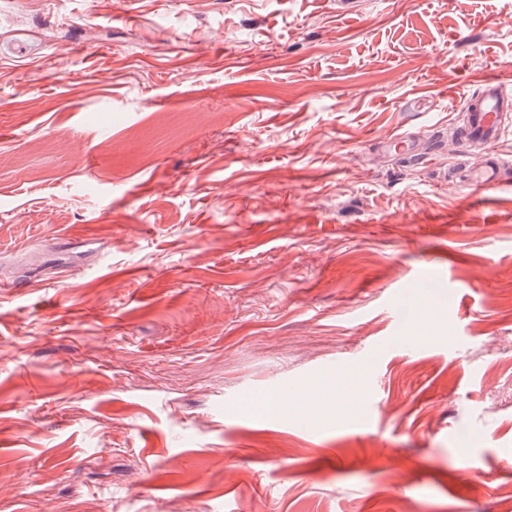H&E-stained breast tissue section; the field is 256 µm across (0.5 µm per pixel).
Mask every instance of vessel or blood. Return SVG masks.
<instances>
[{
	"instance_id": "1",
	"label": "vessel or blood",
	"mask_w": 512,
	"mask_h": 512,
	"mask_svg": "<svg viewBox=\"0 0 512 512\" xmlns=\"http://www.w3.org/2000/svg\"><path fill=\"white\" fill-rule=\"evenodd\" d=\"M510 113L512 88L498 80H486L478 90L464 97L460 117L450 122L449 128L464 145L476 146L485 152L483 165L466 175L468 185L477 189H490L501 184L507 165L494 146L512 134V125L506 121ZM382 149L387 156L395 159L419 154L417 139L406 128L388 136L382 143Z\"/></svg>"
}]
</instances>
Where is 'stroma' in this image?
Returning a JSON list of instances; mask_svg holds the SVG:
<instances>
[{
    "mask_svg": "<svg viewBox=\"0 0 512 512\" xmlns=\"http://www.w3.org/2000/svg\"><path fill=\"white\" fill-rule=\"evenodd\" d=\"M490 77L512 0H0V512H504ZM461 119L448 124L451 132L466 146L480 147L485 161L479 169L470 170L464 182L477 189H490L502 183L511 165L493 150L495 144L512 133L506 115L512 112V88L495 79H487L481 87L463 98ZM383 152L394 159L416 157L419 155L417 139L409 129H401L382 142Z\"/></svg>",
    "mask_w": 512,
    "mask_h": 512,
    "instance_id": "obj_1",
    "label": "stroma"
}]
</instances>
